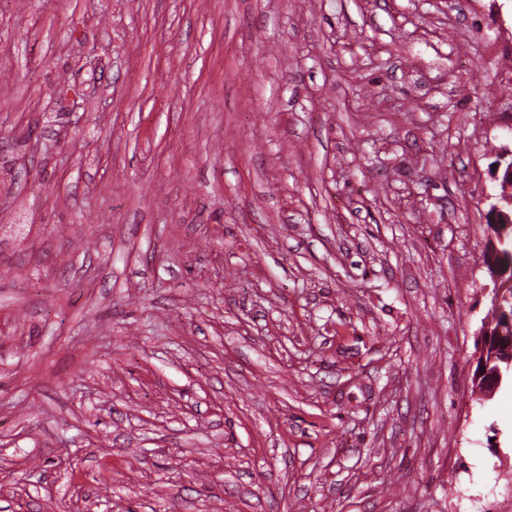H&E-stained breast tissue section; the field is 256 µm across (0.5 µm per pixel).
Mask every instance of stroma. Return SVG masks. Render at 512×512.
Wrapping results in <instances>:
<instances>
[{
  "label": "stroma",
  "mask_w": 512,
  "mask_h": 512,
  "mask_svg": "<svg viewBox=\"0 0 512 512\" xmlns=\"http://www.w3.org/2000/svg\"><path fill=\"white\" fill-rule=\"evenodd\" d=\"M504 145L512 0H0V512H512ZM508 158H511V162L507 160ZM492 174L495 180H501V183L505 185L512 182V149L504 147L499 152V160L498 163L494 165ZM505 185L500 184V192L495 195L497 198L495 196L487 197V200L490 201L487 218L490 220L491 224H498L500 216L506 219L504 212L512 217V203L510 204V202H512V192L506 193ZM496 200L500 205L496 204ZM490 222L488 224H490ZM499 226L503 229L508 227V229L504 233V242L502 244L498 242L502 254V259L498 266L509 269L512 267V221L507 224L500 222ZM490 228L493 235H491L487 245V263L492 267H496L495 260L499 255V247L497 245L498 234L495 232V226H490ZM487 271H488V275H489V278H490V282L492 284V297L490 299V305H491V308H490V313L493 314V316H495V306H494V303H493V299L497 298L498 300V305L500 308H503L505 312H508L510 315H512V271L510 272V270H508L505 274L501 275L500 278L502 279L506 274H509L505 277V280H502L500 282V284L498 285V283L494 280V271L488 266L487 268ZM511 282L510 286L506 287L505 289V292L502 293V295L499 294L500 289L499 287L503 285L504 282ZM494 323L484 321L478 331L479 336L478 363L480 368L475 376V383L483 392L490 393L502 380L501 372L494 373L490 371L491 364L495 361V353L503 342L504 332L502 327L494 328ZM484 368V372H481ZM485 378V379H484Z\"/></svg>",
  "instance_id": "35a3bbf8"
}]
</instances>
